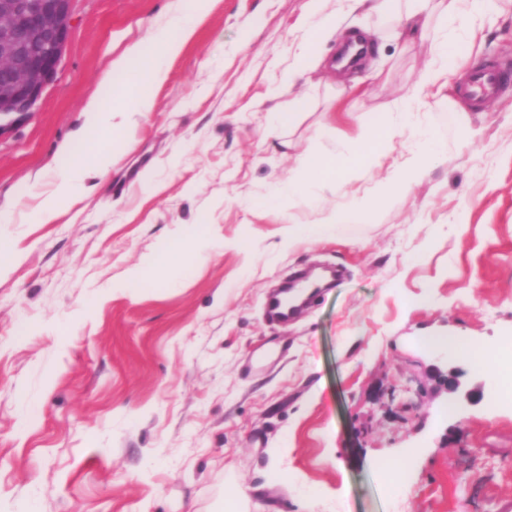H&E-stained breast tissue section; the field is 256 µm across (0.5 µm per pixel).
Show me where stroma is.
I'll use <instances>...</instances> for the list:
<instances>
[{
  "mask_svg": "<svg viewBox=\"0 0 512 512\" xmlns=\"http://www.w3.org/2000/svg\"><path fill=\"white\" fill-rule=\"evenodd\" d=\"M181 6L76 0L55 81L0 136V239L15 251L0 268V512H225L234 488L244 512H507L512 400L490 406L496 372L416 340L512 342V91L480 112L455 92L418 104L389 157L292 213L308 223L388 182L423 128L442 147L427 175L368 220L292 239L256 200L298 153L353 149L359 113L403 100L432 43L358 11L363 63L332 73L340 45L323 43L320 67L286 87L308 0H202L112 172L52 221L33 216L63 146L84 151L86 106L111 103L105 76ZM498 11L454 88L512 62V0ZM197 224L210 242L191 266L129 279ZM328 266L335 287L292 321L269 317L270 291Z\"/></svg>",
  "mask_w": 512,
  "mask_h": 512,
  "instance_id": "35a3bbf8",
  "label": "stroma"
}]
</instances>
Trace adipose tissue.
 I'll use <instances>...</instances> for the list:
<instances>
[{
	"mask_svg": "<svg viewBox=\"0 0 512 512\" xmlns=\"http://www.w3.org/2000/svg\"><path fill=\"white\" fill-rule=\"evenodd\" d=\"M344 5L351 13L365 10L392 16L400 36L407 40L432 39V58L415 85L410 101L401 105L402 112L406 113L412 103L442 90L447 84L449 75L472 51L475 35L483 30L487 16L495 8V0H448L446 18L441 24L435 21L434 0H404L400 10L395 9L394 0H344ZM197 14L198 0H184L183 10L157 33L152 42L129 48L118 68L107 75L106 81L112 86V106L108 109L95 104L87 106L85 128L75 135L76 140L85 141V151L65 170L51 177L36 205L38 213L49 215L59 199L80 198L87 178L111 171L117 158L116 145L126 140L133 122L147 117L153 109L146 85L164 80L163 61L180 50L192 32ZM359 124L356 151L337 157L303 153L287 181L272 187L268 201L280 204L298 197L314 198L317 187L333 182L337 172H362L390 152L398 132L391 110L361 113ZM89 130L109 132L112 140L108 143L86 141L85 133ZM439 151L440 143L435 134L421 130L415 150L403 161L395 163L389 181L390 191L408 190L427 173ZM374 210L370 197L364 196L348 206L321 211L313 223H290L288 234L323 238L330 235L336 225L370 217Z\"/></svg>",
	"mask_w": 512,
	"mask_h": 512,
	"instance_id": "ef3b65f1",
	"label": "adipose tissue"
}]
</instances>
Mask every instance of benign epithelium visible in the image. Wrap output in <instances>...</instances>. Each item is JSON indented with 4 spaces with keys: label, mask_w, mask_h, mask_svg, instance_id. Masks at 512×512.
Segmentation results:
<instances>
[{
    "label": "benign epithelium",
    "mask_w": 512,
    "mask_h": 512,
    "mask_svg": "<svg viewBox=\"0 0 512 512\" xmlns=\"http://www.w3.org/2000/svg\"><path fill=\"white\" fill-rule=\"evenodd\" d=\"M74 0H0V136L28 120L58 73Z\"/></svg>",
    "instance_id": "1"
}]
</instances>
